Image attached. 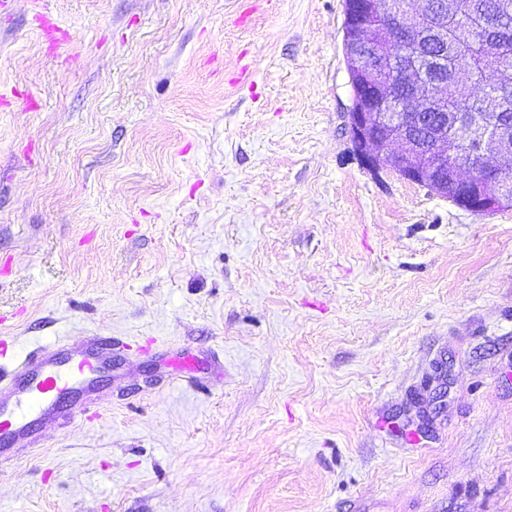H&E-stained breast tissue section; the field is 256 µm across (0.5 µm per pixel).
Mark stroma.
Returning a JSON list of instances; mask_svg holds the SVG:
<instances>
[{
  "label": "stroma",
  "mask_w": 512,
  "mask_h": 512,
  "mask_svg": "<svg viewBox=\"0 0 512 512\" xmlns=\"http://www.w3.org/2000/svg\"><path fill=\"white\" fill-rule=\"evenodd\" d=\"M343 23L0 6V336L159 340L0 456V512H512V210L364 168Z\"/></svg>",
  "instance_id": "stroma-1"
}]
</instances>
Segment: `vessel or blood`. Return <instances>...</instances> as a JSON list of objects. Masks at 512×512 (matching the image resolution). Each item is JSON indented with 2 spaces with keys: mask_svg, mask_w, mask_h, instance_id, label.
<instances>
[{
  "mask_svg": "<svg viewBox=\"0 0 512 512\" xmlns=\"http://www.w3.org/2000/svg\"><path fill=\"white\" fill-rule=\"evenodd\" d=\"M154 343L151 337L135 343L88 333L60 336L20 353L12 339L0 336V358L10 365L8 374H0V454L39 445L42 424L73 420L75 413L63 402L68 394H77L79 412L88 413L99 403L95 379L111 371L115 350L147 352Z\"/></svg>",
  "mask_w": 512,
  "mask_h": 512,
  "instance_id": "obj_1",
  "label": "vessel or blood"
}]
</instances>
